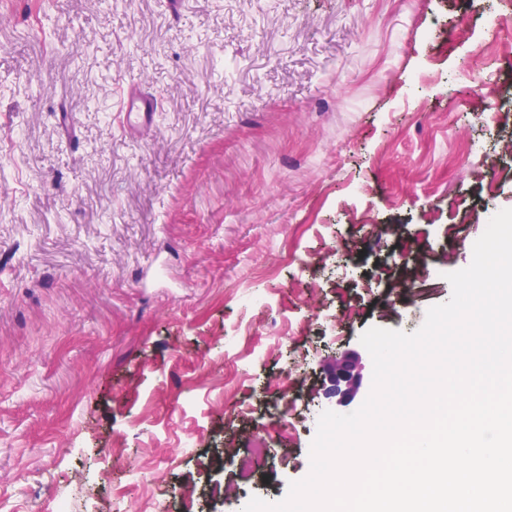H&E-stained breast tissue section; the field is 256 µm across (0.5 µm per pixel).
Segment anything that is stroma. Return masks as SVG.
<instances>
[{
  "mask_svg": "<svg viewBox=\"0 0 512 512\" xmlns=\"http://www.w3.org/2000/svg\"><path fill=\"white\" fill-rule=\"evenodd\" d=\"M490 13L512 0H0V512H241L307 476L321 411L371 390L362 333L417 330L512 208ZM122 111L131 127L148 125L153 120V112H156L155 101L145 92L131 90L123 99ZM326 381L329 384L326 395L338 397L340 402L353 398L361 385L358 359L347 354L335 358L329 367Z\"/></svg>",
  "mask_w": 512,
  "mask_h": 512,
  "instance_id": "1",
  "label": "stroma"
}]
</instances>
